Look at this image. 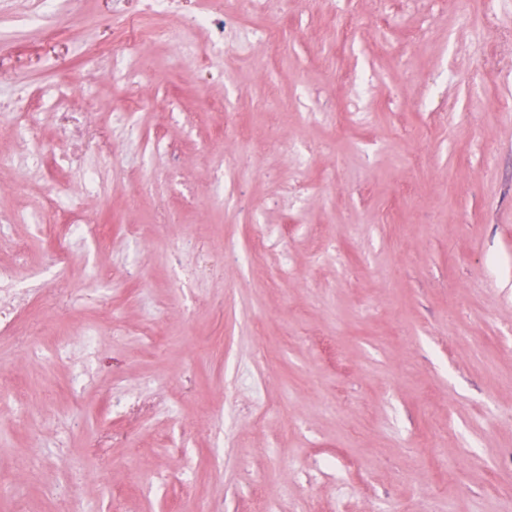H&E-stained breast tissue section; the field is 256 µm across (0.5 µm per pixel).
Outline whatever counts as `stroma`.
I'll use <instances>...</instances> for the list:
<instances>
[{
  "label": "stroma",
  "mask_w": 512,
  "mask_h": 512,
  "mask_svg": "<svg viewBox=\"0 0 512 512\" xmlns=\"http://www.w3.org/2000/svg\"><path fill=\"white\" fill-rule=\"evenodd\" d=\"M112 6L50 0L44 23L0 26V98L23 92L46 112L67 84L125 177L110 201L85 199V220L114 234L73 246L68 275L112 295L95 321V384L73 392L71 364L0 339V386L29 408L18 424L16 403L0 405V475L21 492L0 512H194L201 498L223 512H386L391 498L405 512H512V0L466 27L453 0H262L287 66L261 43L226 59L199 32L185 52L136 44L149 76L134 84L112 80ZM310 88L335 111L256 113L270 90ZM172 97L202 113L192 131L167 117ZM131 98L145 138L178 143L173 158L145 167L118 119ZM223 117L253 142L305 149L306 168L215 141ZM219 154L239 170L223 191ZM171 165L182 185L165 179ZM62 176L6 174L0 213L43 211ZM295 177L311 188L289 200L280 187ZM147 186L175 216L165 234L128 201ZM259 223L285 236L289 274L276 251L254 250ZM16 237L37 274L71 246L62 230L15 224L0 262ZM205 244L222 273L179 287L176 271ZM328 246L340 259L314 265ZM44 311L57 325L49 349L88 323L64 297ZM328 399L336 411H323ZM433 443L456 473L432 467ZM30 454L39 469L16 473ZM155 471L163 484L143 487Z\"/></svg>",
  "instance_id": "35a3bbf8"
}]
</instances>
